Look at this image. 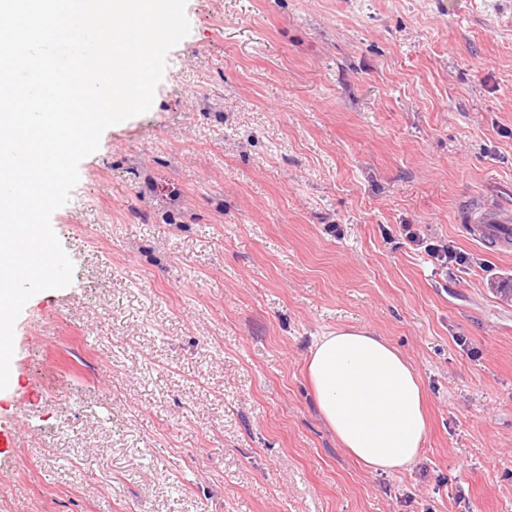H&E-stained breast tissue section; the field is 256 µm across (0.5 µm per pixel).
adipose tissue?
<instances>
[{
  "label": "adipose tissue",
  "mask_w": 512,
  "mask_h": 512,
  "mask_svg": "<svg viewBox=\"0 0 512 512\" xmlns=\"http://www.w3.org/2000/svg\"><path fill=\"white\" fill-rule=\"evenodd\" d=\"M319 412L342 448L367 470L392 472L419 456L424 393L409 361L361 327L318 337L307 363Z\"/></svg>",
  "instance_id": "obj_1"
}]
</instances>
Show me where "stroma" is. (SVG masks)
<instances>
[{
    "label": "stroma",
    "instance_id": "1",
    "mask_svg": "<svg viewBox=\"0 0 512 512\" xmlns=\"http://www.w3.org/2000/svg\"><path fill=\"white\" fill-rule=\"evenodd\" d=\"M148 112L51 225L71 284L14 325L0 512H512V0H187ZM340 225L333 233L331 225ZM465 255L448 271L401 236ZM364 327L426 392L417 461L339 446L305 373ZM512 215L498 208H487L464 224L463 229L472 239L489 248L510 253L512 250ZM24 431L22 427L11 422L9 425H0V471L8 472L13 467L15 460L12 454L13 448H18Z\"/></svg>",
    "mask_w": 512,
    "mask_h": 512
}]
</instances>
